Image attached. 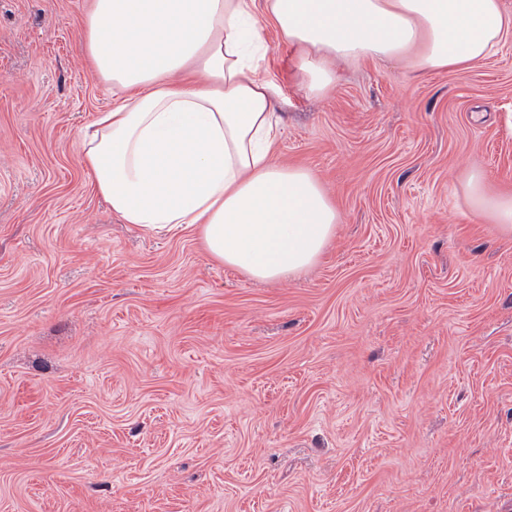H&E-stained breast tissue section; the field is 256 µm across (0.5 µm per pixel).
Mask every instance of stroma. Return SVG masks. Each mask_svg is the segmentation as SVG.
<instances>
[{
	"mask_svg": "<svg viewBox=\"0 0 512 512\" xmlns=\"http://www.w3.org/2000/svg\"><path fill=\"white\" fill-rule=\"evenodd\" d=\"M89 0H0V512H512V35L465 71L343 66L282 135L340 222L259 282L126 224L80 130ZM468 193L474 206L480 211H488L496 224L512 231V194L488 196L484 192V176L480 172L471 173L466 180Z\"/></svg>",
	"mask_w": 512,
	"mask_h": 512,
	"instance_id": "stroma-1",
	"label": "stroma"
}]
</instances>
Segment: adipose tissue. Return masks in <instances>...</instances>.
<instances>
[{
  "label": "adipose tissue",
  "instance_id": "ef3b65f1",
  "mask_svg": "<svg viewBox=\"0 0 512 512\" xmlns=\"http://www.w3.org/2000/svg\"><path fill=\"white\" fill-rule=\"evenodd\" d=\"M267 25L296 85L324 96L341 64L465 69L512 33V13L501 0H91L85 49L112 89L81 131L96 192L126 223L196 225L213 259L280 280L319 260L340 215L313 172L273 158ZM466 187L512 230V195H486L478 172Z\"/></svg>",
  "mask_w": 512,
  "mask_h": 512
}]
</instances>
